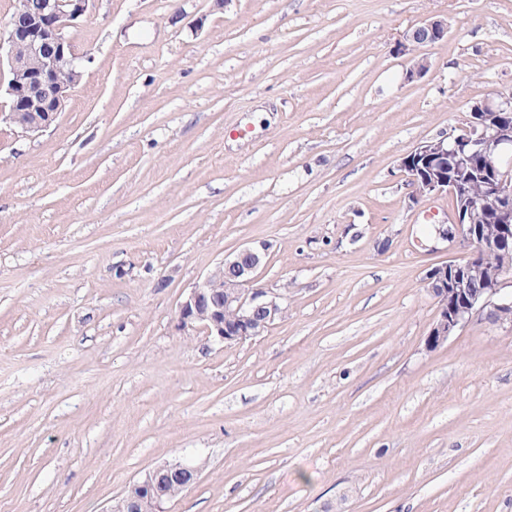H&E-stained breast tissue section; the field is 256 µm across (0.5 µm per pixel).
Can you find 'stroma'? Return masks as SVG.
I'll return each mask as SVG.
<instances>
[{
  "label": "stroma",
  "instance_id": "1",
  "mask_svg": "<svg viewBox=\"0 0 512 512\" xmlns=\"http://www.w3.org/2000/svg\"><path fill=\"white\" fill-rule=\"evenodd\" d=\"M69 37L56 120L0 122V512H109L177 461L166 512H512V330L426 349L466 250L398 168L512 97V0H95ZM258 241L284 315L180 331ZM448 33V23L444 19H432L423 22L411 32L403 36L400 42L401 50L408 49V46L419 47L443 41Z\"/></svg>",
  "mask_w": 512,
  "mask_h": 512
}]
</instances>
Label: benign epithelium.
Returning <instances> with one entry per match:
<instances>
[{
  "label": "benign epithelium",
  "mask_w": 512,
  "mask_h": 512,
  "mask_svg": "<svg viewBox=\"0 0 512 512\" xmlns=\"http://www.w3.org/2000/svg\"><path fill=\"white\" fill-rule=\"evenodd\" d=\"M93 0H40L32 9L28 0H14L11 17L0 29V60L7 59L10 79L0 84L10 102L9 118L24 132L47 128L63 110L69 92L82 72L68 39ZM448 33L444 19L423 22L406 33L401 49L440 42ZM26 82L23 101L14 103L18 79ZM512 110V98L484 100L471 106L466 127L439 138L425 140L401 158L399 168L414 188L413 198L450 194L458 197L448 223L435 228L438 237L467 247V258L450 260L430 269L425 277L437 312L426 347L444 345L473 314L493 326L512 330V295L502 294L504 281L512 278V125L500 113ZM482 154L494 160L482 171L481 191L467 195L450 171L461 168L469 156ZM487 215L497 224L487 234L480 221ZM268 245L258 242L239 250L211 274L198 281L181 302L178 327L184 332L202 331L217 344H236L258 335L284 313L282 295L255 287L256 272ZM497 257V270L488 273L483 258ZM199 469L185 462L166 463L147 472L130 488L113 512H164L157 488L163 483L187 487Z\"/></svg>",
  "instance_id": "7a95c632"
}]
</instances>
